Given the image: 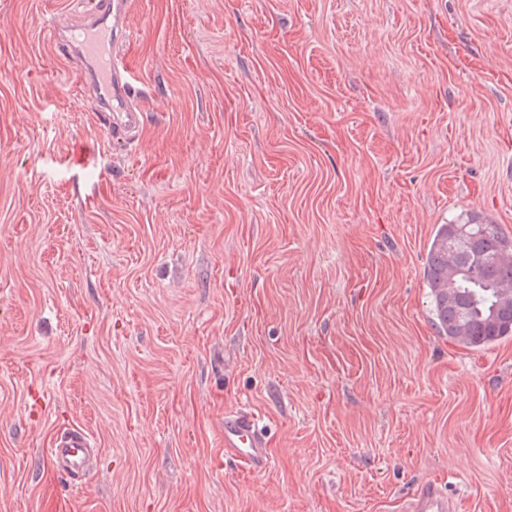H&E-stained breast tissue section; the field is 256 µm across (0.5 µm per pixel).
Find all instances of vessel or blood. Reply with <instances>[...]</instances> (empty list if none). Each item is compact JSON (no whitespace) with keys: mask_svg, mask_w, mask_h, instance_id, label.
<instances>
[{"mask_svg":"<svg viewBox=\"0 0 512 512\" xmlns=\"http://www.w3.org/2000/svg\"><path fill=\"white\" fill-rule=\"evenodd\" d=\"M129 8L130 0H96L82 20L66 16L55 23L56 54L82 57L76 71L82 94L94 105L105 132L126 141L136 136L142 117L141 95L126 52L132 39L124 23ZM224 450L253 475H262L269 466L263 437L248 414H225ZM49 454L59 471L80 482L89 474L96 450L91 437L74 428L56 436ZM402 512H460V504L427 483L416 489Z\"/></svg>","mask_w":512,"mask_h":512,"instance_id":"b4317fda","label":"vessel or blood"}]
</instances>
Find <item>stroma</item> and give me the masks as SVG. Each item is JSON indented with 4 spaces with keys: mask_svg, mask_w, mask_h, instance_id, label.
I'll return each mask as SVG.
<instances>
[{
    "mask_svg": "<svg viewBox=\"0 0 512 512\" xmlns=\"http://www.w3.org/2000/svg\"><path fill=\"white\" fill-rule=\"evenodd\" d=\"M71 7L0 0V512H512V336H441L424 277L437 225L512 236V0H131V143ZM224 451L255 476H261L269 466L263 437L248 414L235 412L224 415ZM91 437L81 429H70L56 436L49 454L59 471L74 482H82L91 470L96 448ZM403 512H459L456 499L442 493L434 483L419 486L401 509Z\"/></svg>",
    "mask_w": 512,
    "mask_h": 512,
    "instance_id": "obj_1",
    "label": "stroma"
}]
</instances>
